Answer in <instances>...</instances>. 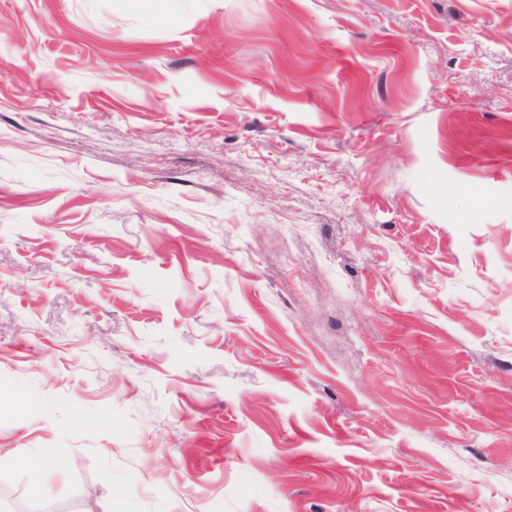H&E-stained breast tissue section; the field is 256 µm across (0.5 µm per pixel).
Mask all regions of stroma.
<instances>
[{"label": "stroma", "instance_id": "stroma-1", "mask_svg": "<svg viewBox=\"0 0 512 512\" xmlns=\"http://www.w3.org/2000/svg\"><path fill=\"white\" fill-rule=\"evenodd\" d=\"M15 392L49 512H512V0H0Z\"/></svg>", "mask_w": 512, "mask_h": 512}]
</instances>
